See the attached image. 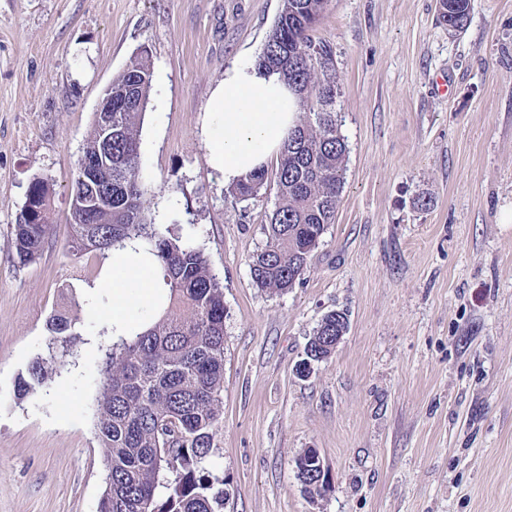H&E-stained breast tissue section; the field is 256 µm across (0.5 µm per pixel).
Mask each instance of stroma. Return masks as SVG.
<instances>
[{"label":"stroma","instance_id":"stroma-1","mask_svg":"<svg viewBox=\"0 0 512 512\" xmlns=\"http://www.w3.org/2000/svg\"><path fill=\"white\" fill-rule=\"evenodd\" d=\"M281 6L0 0V512H98L99 348L113 338L98 282L112 257L71 251L70 181L103 89L143 48L146 219L177 225L224 284L222 512H512V0H471L456 32L438 0H328L309 36L332 53L345 184L302 281L271 294L249 261L279 202L278 163L257 196L234 199L203 124L225 69L256 59ZM37 177L55 217L23 266L13 226ZM332 310L348 330L299 376ZM58 312L81 332L74 356L17 399ZM308 448L325 494L297 475Z\"/></svg>","mask_w":512,"mask_h":512}]
</instances>
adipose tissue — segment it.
<instances>
[{"label": "adipose tissue", "instance_id": "1", "mask_svg": "<svg viewBox=\"0 0 512 512\" xmlns=\"http://www.w3.org/2000/svg\"><path fill=\"white\" fill-rule=\"evenodd\" d=\"M300 100L282 75L260 69L251 62L228 67L210 96L204 126L210 162L220 170L225 185L232 186L264 167L280 153L289 131L296 125ZM112 325L117 334L130 328L127 311L137 301L161 294L153 277L156 261L141 249L114 251ZM138 283L130 291L128 282Z\"/></svg>", "mask_w": 512, "mask_h": 512}]
</instances>
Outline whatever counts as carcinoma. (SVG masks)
I'll return each instance as SVG.
<instances>
[{
  "label": "carcinoma",
  "instance_id": "obj_1",
  "mask_svg": "<svg viewBox=\"0 0 512 512\" xmlns=\"http://www.w3.org/2000/svg\"><path fill=\"white\" fill-rule=\"evenodd\" d=\"M439 22L450 31L468 20L470 0H439ZM326 0H282L274 28L256 64L278 72L295 87L303 112L280 153L279 203L270 216L265 247L250 259L253 283L271 293L293 287L304 275L310 253L335 221L344 185L346 143L336 127V84L331 52L317 48L308 32ZM152 86L148 56L112 80V208L99 209L86 224L69 212L70 249L81 255L108 253L140 243L156 257L159 284L168 303L158 319L100 348V380L95 431L104 448L106 473L99 512H219L220 478L209 469L214 431L223 415L224 286L202 251L162 224L145 218L144 190L138 181L139 132ZM259 169L230 188L247 200L264 186ZM30 191L51 205L52 189L41 178ZM90 191L83 161L70 185V201ZM52 228V210L14 224L18 263L32 262ZM49 358L33 360L19 376L16 396L36 394L52 379L48 362L62 365L80 338L75 323L58 314L48 321ZM316 336L336 335V311L325 314ZM174 478L164 484L160 476ZM167 490L158 497V488Z\"/></svg>",
  "mask_w": 512,
  "mask_h": 512
}]
</instances>
